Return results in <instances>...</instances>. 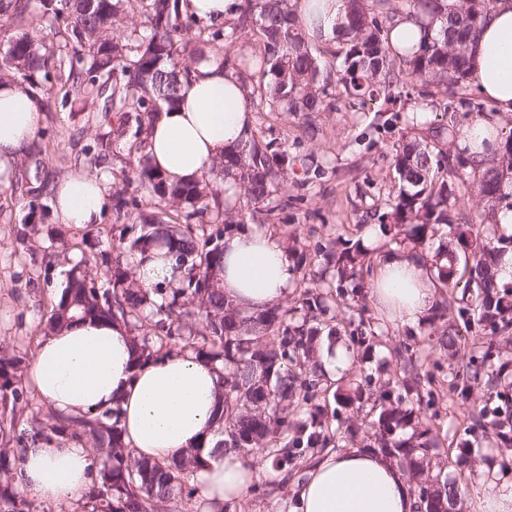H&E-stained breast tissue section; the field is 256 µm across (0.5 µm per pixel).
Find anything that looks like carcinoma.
I'll use <instances>...</instances> for the list:
<instances>
[{
	"instance_id": "cac0c4a2",
	"label": "carcinoma",
	"mask_w": 512,
	"mask_h": 512,
	"mask_svg": "<svg viewBox=\"0 0 512 512\" xmlns=\"http://www.w3.org/2000/svg\"><path fill=\"white\" fill-rule=\"evenodd\" d=\"M496 0H458L448 12L445 0H342L339 23L342 52L338 65L321 55L308 27L296 14L292 0H237L235 16L213 28L186 14L180 0H0V27L12 31L0 49V81L29 89L38 107L51 103L104 99L105 110L116 115L112 132L127 141L131 173L121 170L122 186L112 190V214L143 224L144 232L119 243V249L143 254L164 250L183 269L182 285L164 291L146 289L129 278L121 262L112 268V290L102 292L87 268L77 266L53 305L45 331L54 332L83 318L120 320L137 327L140 314L152 309V336H135V359L146 361L173 346L190 349L219 366L224 400L217 413L214 444L233 449L249 460L269 461L285 469L295 459H310L337 448L344 435L354 438L360 428L345 423L341 409L370 405L369 447L395 464L409 479L417 512H455L459 485L444 471L421 478L439 455L434 432L437 412L436 373L443 362L428 365L416 352L397 351L403 377L372 386L359 381L363 369L352 372L349 389L331 390L317 356L322 338L335 337L328 327L333 307L331 288L363 287L370 258L360 246H340V239L316 246L323 263L309 279L299 306L275 307L255 316L242 314L224 298L219 287L206 282L222 267L219 241L224 231L260 214L271 219L288 208L282 191L295 164L309 169L305 158L288 155V146L257 131L248 143L224 152L216 169L233 179L243 206L221 207L219 185L210 176L170 183L149 161L148 136L163 112L179 102L182 79L207 58L201 45L223 53L224 66L243 79L252 109L280 121L302 120L314 130L309 116L329 112L344 99L365 109L376 103L381 116L404 107L417 91L413 109L448 112V95L465 99L470 46ZM144 18L148 35L141 38L122 26L129 13ZM405 18L419 38L397 48L391 44L396 20ZM61 34L65 58L59 71L42 69L54 49L43 37V23ZM252 50H235L238 42ZM463 129L433 121L418 135H403L394 145L398 179L395 195L374 210L391 242L410 241L415 258L429 265L443 288L459 295L435 304L436 345L451 351L468 337L492 339L462 366L451 369V388L467 405L473 428L481 430L491 447L512 451V290L498 283L501 257L512 251V237L496 236L492 218L509 198L505 176H512V130L500 139L492 163L482 167L465 156L467 149L451 148ZM472 189L482 208L459 221L460 190ZM205 224H216L210 233ZM224 228H219V225ZM448 229V244L430 251L426 244ZM358 322L346 339L364 350L377 332L365 318V301L354 305ZM326 336H320L322 328ZM25 359L0 351V512H34L35 506L15 490L19 451L10 448L14 432L30 399L21 376ZM474 385L484 388L482 399L469 400ZM335 399L328 412L315 404L318 395ZM412 426L408 439L397 437ZM59 437L87 441L102 458L99 480L87 494V512H157L175 494L192 499L197 489L188 475L203 468L212 453L199 448L169 461L137 459L125 447L118 411L81 419L54 418V423L31 425L30 439L50 444ZM452 463L464 470L471 441L456 442ZM429 494L420 496L421 487Z\"/></svg>"
}]
</instances>
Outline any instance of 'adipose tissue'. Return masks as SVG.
I'll return each instance as SVG.
<instances>
[{"label":"adipose tissue","instance_id":"1","mask_svg":"<svg viewBox=\"0 0 512 512\" xmlns=\"http://www.w3.org/2000/svg\"><path fill=\"white\" fill-rule=\"evenodd\" d=\"M468 83L492 109L481 126L497 129L512 115V0H496L471 45ZM180 104L156 121L149 137L151 162L171 182L210 173L230 148L248 142L253 115L244 88L222 57L195 65L180 88ZM43 117L31 93L0 83V184H8L14 162L33 141ZM53 211L63 224H94L107 202L101 177L69 174L57 182ZM219 285L224 297L248 314L279 306L294 279L284 240L264 230L225 235ZM136 278L146 288L179 284L174 258L155 252L137 256ZM372 295L380 310L403 325H417L436 296L429 271L410 251L379 255ZM28 379L42 403L58 416L81 418L117 409L123 440L135 457L172 459L199 444L214 445L222 385L215 365L175 348L137 362L132 335L120 321L81 320L39 343ZM98 471L83 445L64 438L27 443L20 486L55 504L79 501ZM267 466L227 451L190 473L204 505L237 501L265 476ZM295 512H416V499L396 467L363 448L322 455L308 472Z\"/></svg>","mask_w":512,"mask_h":512}]
</instances>
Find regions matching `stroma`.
<instances>
[{
  "label": "stroma",
  "instance_id": "35a3bbf8",
  "mask_svg": "<svg viewBox=\"0 0 512 512\" xmlns=\"http://www.w3.org/2000/svg\"><path fill=\"white\" fill-rule=\"evenodd\" d=\"M312 120L318 131L311 137L297 120L274 124L265 113L254 115L255 125H273L275 137L287 141L290 155L307 156L319 164L315 172L289 173L288 194L301 196L304 202L282 212L269 228L286 240L299 235L310 245L328 237L351 244L363 237V212L381 205L397 190L393 145L401 127L379 126L374 112H358L344 104L332 112L315 113ZM114 123L99 100L45 113L35 138L38 155L23 156L10 184L0 187V349L34 360L71 267L90 258L89 270L98 286L109 288L119 241L139 235V224L129 219L114 221L108 212L99 223L84 226L62 224L51 216L40 218L32 213L29 196L12 190L14 184H30L38 177L56 181L86 170V151ZM370 316L380 333L363 357L366 374L376 378L398 373L400 360L394 351L403 346L444 359L443 351L430 346L428 323L403 326L375 310ZM436 409L439 435L452 442L466 436L469 421L456 393L441 389ZM307 467V462H299L296 472L289 475L271 469L257 490L238 502L237 512H290L298 474ZM491 467L512 472V453H498L482 441L475 446L464 473L452 470L448 476L460 478L477 491Z\"/></svg>",
  "mask_w": 512,
  "mask_h": 512
}]
</instances>
